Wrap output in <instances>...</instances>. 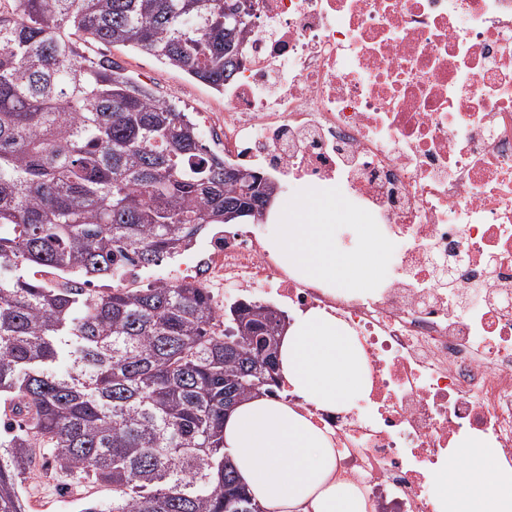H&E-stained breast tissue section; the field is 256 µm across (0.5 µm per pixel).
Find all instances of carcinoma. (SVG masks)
Listing matches in <instances>:
<instances>
[{"mask_svg":"<svg viewBox=\"0 0 512 512\" xmlns=\"http://www.w3.org/2000/svg\"><path fill=\"white\" fill-rule=\"evenodd\" d=\"M246 0H9L0 7V512L31 449L112 487L104 511L263 512L224 457V408L281 387L258 347L284 315L218 309L196 282L94 288L189 249L277 184L226 178L197 124L92 44L151 54L216 91L253 36ZM63 282L51 284L38 274ZM224 322L234 333L216 331Z\"/></svg>","mask_w":512,"mask_h":512,"instance_id":"1","label":"carcinoma"}]
</instances>
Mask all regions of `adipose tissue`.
Returning <instances> with one entry per match:
<instances>
[{
  "mask_svg": "<svg viewBox=\"0 0 512 512\" xmlns=\"http://www.w3.org/2000/svg\"><path fill=\"white\" fill-rule=\"evenodd\" d=\"M271 250L300 275L332 288L377 287L393 257L377 225L346 212L335 193L309 188L276 208ZM354 221L363 246L336 245L337 219ZM278 373L292 395L326 410L350 407L368 387L369 369L356 337L334 317L311 310L287 326ZM224 454L266 512H368L364 491L338 471L328 431L287 400L262 394L224 417ZM466 467L448 464V512H512V470L497 467V449L466 451Z\"/></svg>",
  "mask_w": 512,
  "mask_h": 512,
  "instance_id": "obj_1",
  "label": "adipose tissue"
}]
</instances>
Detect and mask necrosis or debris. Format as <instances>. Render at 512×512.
Segmentation results:
<instances>
[{"instance_id": "obj_1", "label": "necrosis or debris", "mask_w": 512, "mask_h": 512, "mask_svg": "<svg viewBox=\"0 0 512 512\" xmlns=\"http://www.w3.org/2000/svg\"><path fill=\"white\" fill-rule=\"evenodd\" d=\"M252 2L214 143L241 167L342 185L398 265L381 287L335 290L238 229L195 276L346 325L369 390L297 410L373 512H444L456 448L490 445L512 469V0Z\"/></svg>"}]
</instances>
